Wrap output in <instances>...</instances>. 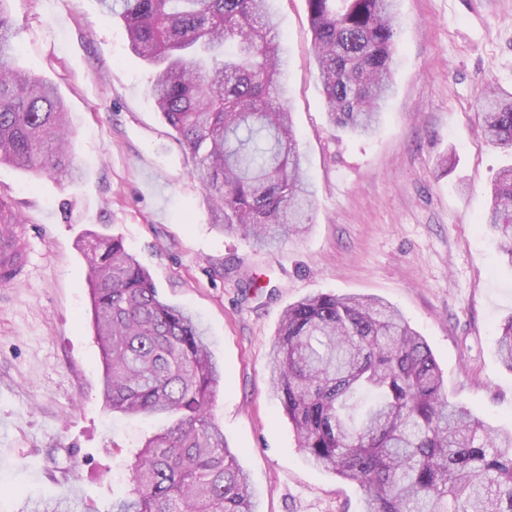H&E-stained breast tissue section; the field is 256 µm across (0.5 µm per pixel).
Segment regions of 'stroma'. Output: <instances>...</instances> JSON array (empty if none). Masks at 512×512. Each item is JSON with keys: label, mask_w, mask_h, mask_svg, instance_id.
I'll return each mask as SVG.
<instances>
[{"label": "stroma", "mask_w": 512, "mask_h": 512, "mask_svg": "<svg viewBox=\"0 0 512 512\" xmlns=\"http://www.w3.org/2000/svg\"><path fill=\"white\" fill-rule=\"evenodd\" d=\"M288 60L279 82L316 192L302 237L266 251L212 228L193 162L149 97L152 68L100 0H11L18 64L52 82L71 121L70 183L0 165V194L30 224L27 276L0 288V512L35 502L109 512L108 474L158 428L113 419L99 392L89 231L122 238L161 297L204 323L225 385L213 406L256 512H360L357 483L312 466L270 384L282 311L317 293L375 296L428 343L451 401L512 427V370L497 353L512 266L482 218L512 156L475 102L512 90V0H399L394 92L380 129H332L306 0H272ZM256 278L260 291L243 294Z\"/></svg>", "instance_id": "35a3bbf8"}]
</instances>
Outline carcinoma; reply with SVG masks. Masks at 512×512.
Returning <instances> with one entry per match:
<instances>
[{
	"mask_svg": "<svg viewBox=\"0 0 512 512\" xmlns=\"http://www.w3.org/2000/svg\"><path fill=\"white\" fill-rule=\"evenodd\" d=\"M0 0V164L77 177L55 86L15 64ZM131 50L156 68L150 96L191 154L215 228L269 247L306 231L314 190L291 112L273 95L285 59L270 0H100ZM397 0H306L329 125L374 134L392 92ZM478 116L512 151V90H482ZM485 223L512 265V166ZM89 292L117 416L167 424L133 451L112 512H256L254 491L213 414L223 371L201 322L159 295L118 236L88 244ZM498 352L512 370V318ZM271 386L318 467L358 483L363 512H512V430L448 402L426 340L376 297L318 293L283 310Z\"/></svg>",
	"mask_w": 512,
	"mask_h": 512,
	"instance_id": "obj_1",
	"label": "carcinoma"
}]
</instances>
